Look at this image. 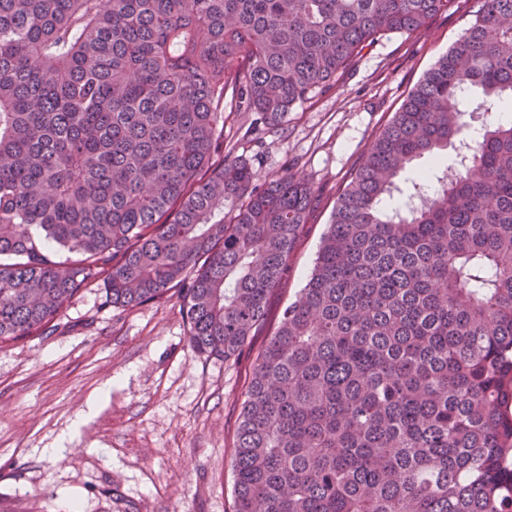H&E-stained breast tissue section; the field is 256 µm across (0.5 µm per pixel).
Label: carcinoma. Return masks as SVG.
I'll return each mask as SVG.
<instances>
[{
    "label": "carcinoma",
    "mask_w": 512,
    "mask_h": 512,
    "mask_svg": "<svg viewBox=\"0 0 512 512\" xmlns=\"http://www.w3.org/2000/svg\"><path fill=\"white\" fill-rule=\"evenodd\" d=\"M450 2L0 0V343L99 279L117 308L176 296L192 346L235 355L316 195L239 157L209 170L224 97L275 127ZM511 107L512 0H481L365 148L258 354L233 512H512V123L486 119Z\"/></svg>",
    "instance_id": "obj_1"
}]
</instances>
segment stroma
Here are the masks:
<instances>
[{
  "instance_id": "35a3bbf8",
  "label": "stroma",
  "mask_w": 512,
  "mask_h": 512,
  "mask_svg": "<svg viewBox=\"0 0 512 512\" xmlns=\"http://www.w3.org/2000/svg\"><path fill=\"white\" fill-rule=\"evenodd\" d=\"M477 8L452 0L421 33L381 36L278 128L256 112L225 113L211 168L240 157L258 179L288 170L319 192L237 355L194 350L176 298L124 310L97 281L53 334L0 344V512H233L231 462L258 353L304 287L366 146Z\"/></svg>"
}]
</instances>
